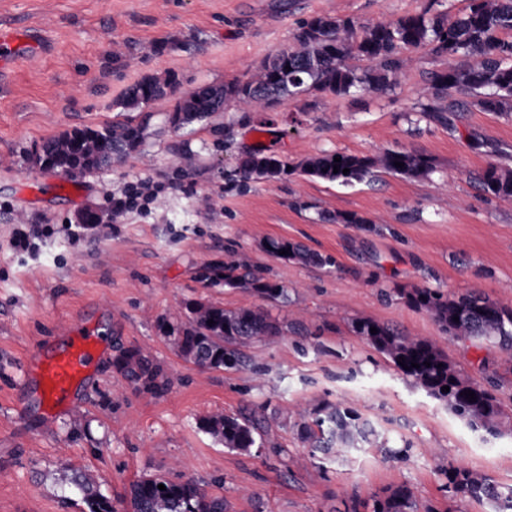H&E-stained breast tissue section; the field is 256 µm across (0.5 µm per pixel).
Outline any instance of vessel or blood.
<instances>
[{
    "label": "vessel or blood",
    "instance_id": "vessel-or-blood-1",
    "mask_svg": "<svg viewBox=\"0 0 512 512\" xmlns=\"http://www.w3.org/2000/svg\"><path fill=\"white\" fill-rule=\"evenodd\" d=\"M30 36L22 31L0 28V68L14 64L21 51L30 47ZM100 356L95 333L78 325H67L55 347L36 348L24 360V375L35 379L43 402L69 410L79 386L87 382Z\"/></svg>",
    "mask_w": 512,
    "mask_h": 512
}]
</instances>
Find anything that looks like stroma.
<instances>
[{"instance_id": "1", "label": "stroma", "mask_w": 512, "mask_h": 512, "mask_svg": "<svg viewBox=\"0 0 512 512\" xmlns=\"http://www.w3.org/2000/svg\"><path fill=\"white\" fill-rule=\"evenodd\" d=\"M428 0H0V27L35 28L39 46L0 72V512H80L79 490L62 467L99 478L120 499L146 474L222 479L233 512H344L406 484L420 507L490 512L469 497L447 499L450 463L512 485V430L473 431L358 336L365 318L436 340L454 363L512 407V368L494 346L443 335L425 312L384 297L397 285L448 295L478 291L512 305V201L484 196L488 165L512 169V112L475 109L450 124L422 118L420 89L441 59L428 49L392 91L284 99L275 127L256 130L255 113L234 107L176 130L167 122L178 98L199 87L244 81L292 44L298 21L313 14L369 24L421 10ZM175 72V94L137 110L119 102L148 74ZM128 120L145 127L140 154L77 175L79 203L19 196L20 184L46 177L35 162L44 140L66 131ZM484 141L482 152L472 139ZM290 163L322 152L421 153L432 173L413 179L381 173L343 186L293 174L243 190L224 188V171L258 146ZM146 180L155 200L113 225L72 241L65 224L92 210L108 216L111 198ZM339 212L366 218L336 223ZM20 224H50L37 255L7 241ZM285 238L336 257L319 269L271 256L268 238ZM269 269L288 290L273 316L294 332L251 344L258 373L201 371L180 358L156 321L183 300L257 308L240 288H206L197 271L227 257ZM95 323L108 345L140 346L161 363L169 394L140 393L99 364L76 411L48 415L23 386L25 356L63 325ZM350 406L375 430L372 443L344 459L307 462L298 410ZM265 407L270 445L242 453L203 432L198 421Z\"/></svg>"}]
</instances>
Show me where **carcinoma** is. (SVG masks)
<instances>
[{
  "label": "carcinoma",
  "instance_id": "obj_1",
  "mask_svg": "<svg viewBox=\"0 0 512 512\" xmlns=\"http://www.w3.org/2000/svg\"><path fill=\"white\" fill-rule=\"evenodd\" d=\"M433 6L431 2L418 12L361 27L350 18L310 15L298 22L293 45L277 52L251 78L210 85L211 97L207 100L196 92L182 97L169 118L179 128L203 120L228 103L242 112H269L283 99L307 93L343 97L358 89L384 92L395 86L407 69V52L426 47L435 57L445 60L446 66L431 73L419 95V112L424 117L447 123L449 115L471 108L512 112V36L502 37L505 32L512 33V0H469L466 10L454 19L434 11ZM178 86L179 78L174 72L147 75L125 91L122 108L138 109L149 100L174 93ZM143 139L144 129L127 121H114L102 131L74 129L43 142V169L72 177L84 169L102 166L109 149L124 156L137 152ZM336 156L341 162H334ZM397 162L403 166H395ZM345 168L350 172L343 173ZM432 171L429 158L396 150L375 155L321 153L290 168L287 161L265 146L240 158L224 172V181L227 189L240 190L252 182L283 180L298 172L312 179L352 186L381 172L418 179ZM480 186L486 195L511 200L512 169L489 165L480 177ZM265 249L275 257L285 249L286 259L320 268L336 266L331 255L310 253L286 239L269 238ZM198 279L208 288H241L273 303L287 298V289L269 272L237 260L205 264L198 271ZM385 295L428 313L452 338L489 343L498 348L505 363H512V306L476 292L449 296L432 288L398 285ZM210 320L214 324H208ZM372 327L377 333L370 332ZM157 329L161 336L175 338L177 354L200 369L246 371L255 369V365L243 347L283 336L294 327L260 307L226 310L219 303L187 300L181 303L178 316L159 317ZM354 329L472 429L497 435L505 422H512L501 402L481 383L457 370L433 340L405 336L371 320L357 321ZM413 363L419 367H411ZM405 364L409 369L403 368ZM112 371L135 390L156 397L166 395L172 387L163 365L139 347L118 349L112 357ZM444 386L449 391H441ZM466 390L475 393L476 401L467 399ZM299 419L298 435L307 444L312 461L331 453L343 458L360 444L370 442L374 435L369 421L353 408L325 404L300 413ZM199 427L233 451L249 453L269 444L267 418L253 410L204 416ZM442 475L448 498L468 496L488 502L491 512H512V486L499 487L486 476L452 462L442 468ZM71 482L83 493L85 512L232 509L220 492L219 479L211 482L217 488L211 492L194 477L172 481L159 475H144L131 484L126 498L118 503L101 492L98 481L90 474H78ZM160 484L165 489H158ZM362 508L370 512H417L415 493L406 484L383 490L373 496L370 504L355 501L350 512H360Z\"/></svg>",
  "mask_w": 512,
  "mask_h": 512
}]
</instances>
